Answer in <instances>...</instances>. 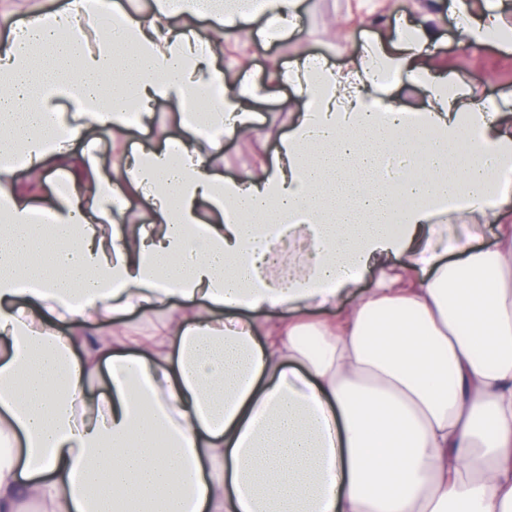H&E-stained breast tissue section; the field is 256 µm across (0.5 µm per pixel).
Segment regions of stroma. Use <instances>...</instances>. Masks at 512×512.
Instances as JSON below:
<instances>
[{
    "label": "stroma",
    "mask_w": 512,
    "mask_h": 512,
    "mask_svg": "<svg viewBox=\"0 0 512 512\" xmlns=\"http://www.w3.org/2000/svg\"><path fill=\"white\" fill-rule=\"evenodd\" d=\"M434 0H304L298 31L287 41L267 43L256 37L241 36L224 45V56L216 65L226 81H234V61H246L252 80L264 82L273 63H285L301 54L320 55L335 64H344L348 54L361 50L368 41H391L401 18L420 22L433 10ZM437 39L435 60L445 62L451 80L464 85L473 101L495 99L512 102V49L489 45L477 51L465 49L450 11H443L434 21ZM291 87L277 85L253 103L255 130L249 136L228 137L222 151L212 159L225 176L272 164L279 147L278 138L291 117L282 108L283 98L292 96ZM182 134L177 115L166 103H156L148 127L134 128L129 149L160 148L165 138ZM443 234L449 244L464 241L481 249L493 248L497 227L485 223L480 215L465 218L440 217Z\"/></svg>",
    "instance_id": "35a3bbf8"
}]
</instances>
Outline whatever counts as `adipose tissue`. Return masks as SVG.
<instances>
[{"instance_id":"obj_1","label":"adipose tissue","mask_w":512,"mask_h":512,"mask_svg":"<svg viewBox=\"0 0 512 512\" xmlns=\"http://www.w3.org/2000/svg\"><path fill=\"white\" fill-rule=\"evenodd\" d=\"M302 6L66 0L0 40V512H512L506 114L422 65L426 20L341 68L301 55L267 83H225V41L287 39ZM453 9L464 46L512 47L492 0ZM402 77L422 108L390 98ZM272 84L294 91L273 164L224 177L212 155L253 132ZM160 101L182 138L124 151L107 175L74 152L91 126L122 148L129 112L149 120ZM392 156L423 157L425 176L388 178ZM48 158L68 187L45 224L16 174L45 181ZM129 194L152 223L129 227L115 207ZM447 212L499 223L497 247L445 261L420 232ZM392 255L398 268L319 319ZM156 309L161 326L121 329ZM275 309L295 317L254 321Z\"/></svg>"}]
</instances>
